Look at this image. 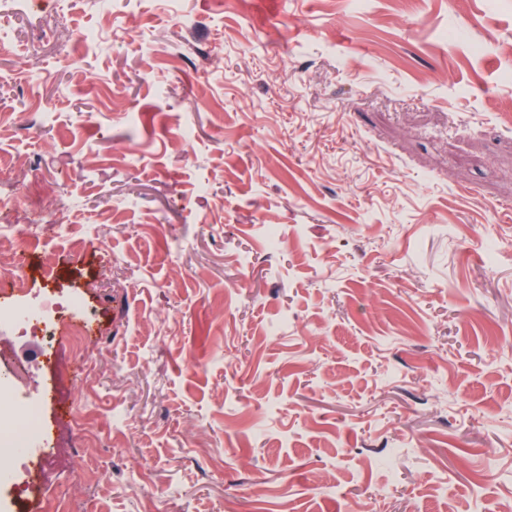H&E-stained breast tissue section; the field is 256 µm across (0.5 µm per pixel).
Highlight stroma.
<instances>
[{"mask_svg":"<svg viewBox=\"0 0 512 512\" xmlns=\"http://www.w3.org/2000/svg\"><path fill=\"white\" fill-rule=\"evenodd\" d=\"M0 29V223L67 208L72 242L13 248L28 300L76 302L0 330L51 440L0 512L512 504V0H0Z\"/></svg>","mask_w":512,"mask_h":512,"instance_id":"35a3bbf8","label":"stroma"}]
</instances>
